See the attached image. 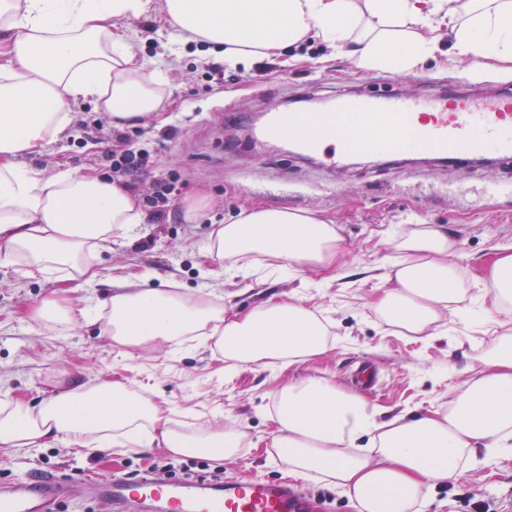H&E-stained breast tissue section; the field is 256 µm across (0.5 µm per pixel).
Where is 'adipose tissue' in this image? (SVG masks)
Listing matches in <instances>:
<instances>
[{
    "mask_svg": "<svg viewBox=\"0 0 512 512\" xmlns=\"http://www.w3.org/2000/svg\"><path fill=\"white\" fill-rule=\"evenodd\" d=\"M151 0H0V264L97 275L87 253L144 223L136 199L117 184L22 163L67 125L71 104L88 98L113 117L156 115L161 72L147 71L118 32V20L149 11ZM179 31L220 49L225 64L316 38L365 69L408 71L432 54L428 29L445 21L460 56L512 62V0H164ZM391 286L370 303L415 336L441 321L467 320L460 308L456 242L447 228L419 225L395 244ZM216 260L259 255L280 270L345 266L349 247L336 224L307 211L243 212L211 236ZM104 305V333L139 347L208 331L232 364L291 363L324 354L326 329L300 300L231 309L160 288H120ZM445 408L378 421L359 395L324 378L291 381L274 395L272 448L289 473L317 474L348 496L355 512H423L429 490L456 481L478 452L512 446V334L496 336ZM246 436L216 423L204 433L175 430L143 390L120 383L69 387L38 404L0 406L1 448L107 452L159 446L176 455L234 457Z\"/></svg>",
    "mask_w": 512,
    "mask_h": 512,
    "instance_id": "adipose-tissue-1",
    "label": "adipose tissue"
}]
</instances>
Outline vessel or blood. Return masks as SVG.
Returning a JSON list of instances; mask_svg holds the SVG:
<instances>
[{
	"instance_id": "obj_1",
	"label": "vessel or blood",
	"mask_w": 512,
	"mask_h": 512,
	"mask_svg": "<svg viewBox=\"0 0 512 512\" xmlns=\"http://www.w3.org/2000/svg\"><path fill=\"white\" fill-rule=\"evenodd\" d=\"M354 117L378 128L367 149L381 157L418 152L452 163L488 154L512 157V90L491 95L345 94L322 112L269 111L258 133L334 165L354 150L341 128ZM81 495L107 501L113 512H135L148 501L159 512H300L303 506L297 488L282 480L171 479L152 472L132 479L89 480L34 470L0 480V512H57L60 502Z\"/></svg>"
}]
</instances>
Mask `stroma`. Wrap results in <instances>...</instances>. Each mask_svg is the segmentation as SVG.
<instances>
[{
	"instance_id": "35a3bbf8",
	"label": "stroma",
	"mask_w": 512,
	"mask_h": 512,
	"mask_svg": "<svg viewBox=\"0 0 512 512\" xmlns=\"http://www.w3.org/2000/svg\"><path fill=\"white\" fill-rule=\"evenodd\" d=\"M118 30L148 68L165 78L157 118L118 122L94 100L72 104L65 130L26 157L29 165L55 173L60 165L103 178L101 160L112 131L125 132L135 149L149 151L148 168L120 184L142 211H150L156 182L171 180L179 193L160 224L138 225L92 256L98 277L89 283L64 273H27L24 265L0 266V405L34 404L72 385L93 387L120 381L146 390L169 408L181 430L200 433L222 420L246 431L249 445L218 463L196 455L201 475L227 480L283 479L288 470L268 441L274 429L273 394L289 381L327 378L352 390L351 373L369 362L381 383L361 390L379 420L405 412L445 407L465 380L471 357L490 344L506 318L485 272L495 250L512 247V158L481 166H448L424 154L383 160L362 152L329 169L292 152L244 140L242 125L256 114L297 103L319 106L339 92L438 93L447 76L460 90L482 75L512 77V63L479 62L457 55L454 34L440 32L439 49L410 74L360 68L354 58L308 39L285 54L205 74L196 44L167 22L163 0L148 13L119 21ZM255 207L310 210L336 224L350 242L351 262L336 279L310 269L274 272L261 262L205 255L210 236L241 211ZM418 224H442L454 232L462 296L475 319L443 323L436 336H412L387 325L368 304L387 286L394 239ZM171 288L184 294L248 309L270 298L296 297L327 325L328 351L321 356L267 365L229 367L211 342L199 338L127 348L102 332V303L120 285ZM74 308L94 307L95 320L44 327L32 310L52 295ZM164 449L116 448L109 453L56 445L0 449V479L33 469L106 479L150 468ZM294 484L308 512H352L349 499L317 479ZM427 512H469L471 502L492 501L496 512H512V447L478 460L450 484L435 488Z\"/></svg>"
}]
</instances>
